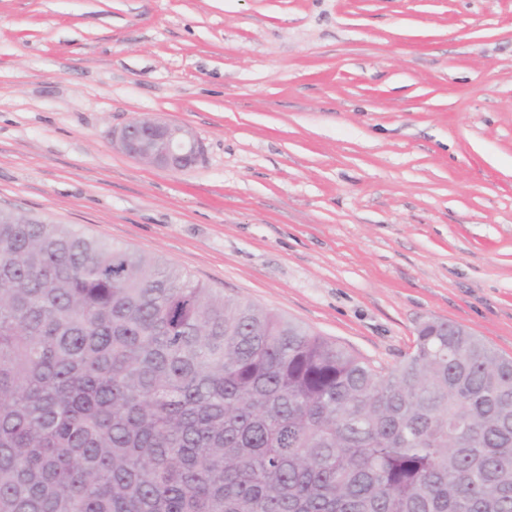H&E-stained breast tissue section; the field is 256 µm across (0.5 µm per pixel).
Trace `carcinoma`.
<instances>
[{"mask_svg": "<svg viewBox=\"0 0 512 512\" xmlns=\"http://www.w3.org/2000/svg\"><path fill=\"white\" fill-rule=\"evenodd\" d=\"M0 512H512V359L435 320L383 372L1 213Z\"/></svg>", "mask_w": 512, "mask_h": 512, "instance_id": "1", "label": "carcinoma"}]
</instances>
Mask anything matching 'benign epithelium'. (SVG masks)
<instances>
[{
  "mask_svg": "<svg viewBox=\"0 0 512 512\" xmlns=\"http://www.w3.org/2000/svg\"><path fill=\"white\" fill-rule=\"evenodd\" d=\"M117 141L129 157L173 170L194 167L205 153L203 142L189 129L151 118L129 123Z\"/></svg>",
  "mask_w": 512,
  "mask_h": 512,
  "instance_id": "obj_1",
  "label": "benign epithelium"
}]
</instances>
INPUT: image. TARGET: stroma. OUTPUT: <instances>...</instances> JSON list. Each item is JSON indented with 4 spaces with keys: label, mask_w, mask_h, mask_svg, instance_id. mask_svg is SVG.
<instances>
[{
    "label": "stroma",
    "mask_w": 512,
    "mask_h": 512,
    "mask_svg": "<svg viewBox=\"0 0 512 512\" xmlns=\"http://www.w3.org/2000/svg\"><path fill=\"white\" fill-rule=\"evenodd\" d=\"M0 208L386 370L429 320L512 357V0H0ZM117 141L129 157L173 170L194 167L205 153L203 142L188 128L151 118L129 123Z\"/></svg>",
    "instance_id": "1"
}]
</instances>
